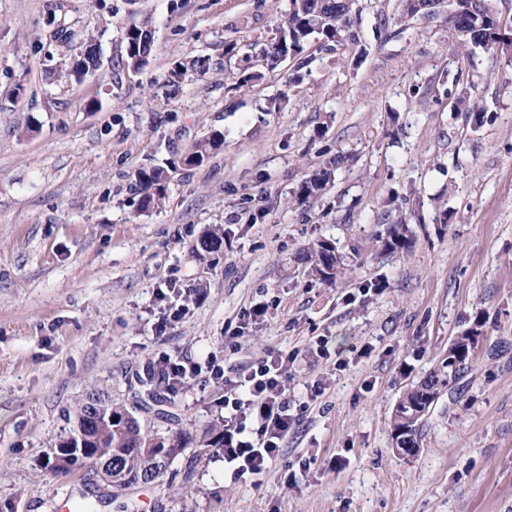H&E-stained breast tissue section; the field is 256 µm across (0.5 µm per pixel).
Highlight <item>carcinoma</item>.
I'll return each mask as SVG.
<instances>
[{
  "label": "carcinoma",
  "mask_w": 512,
  "mask_h": 512,
  "mask_svg": "<svg viewBox=\"0 0 512 512\" xmlns=\"http://www.w3.org/2000/svg\"><path fill=\"white\" fill-rule=\"evenodd\" d=\"M437 2L439 0H421L423 8L420 9L412 0H401L399 17H436ZM361 13L360 0H290L286 25L280 28L264 55L273 62L277 61L281 57L282 47L285 46L294 58L301 59L314 39L321 41L324 46L360 44L362 39L358 20ZM448 23L457 35L454 54L459 59L470 56L477 47L503 50L512 48V38L506 37L493 0H450ZM152 26V19L145 16L124 29L121 38V63L126 68L139 70L148 63L152 52ZM97 48L96 40L89 39L85 55L66 69L63 75L79 81L87 73L98 69L100 52ZM206 70V59L194 57L175 64L168 74L167 82L176 86L187 72ZM221 137V133L214 132L196 143L190 152L194 160H188L186 164L199 166L204 163L211 155L213 144ZM342 162L341 156L333 155L312 169L301 185L298 199L305 200L321 191ZM136 181L141 187L145 206H159L163 203L169 183V176L163 168L151 165L143 167L136 173ZM410 241V227L400 221L388 225L384 232L376 235V243L383 252L405 249ZM223 243L224 228L215 226L200 238L195 250L217 252L221 250ZM301 259L308 264L313 275L326 282L333 283L345 274L343 258L329 240L312 243L302 251ZM477 336L479 329L474 327L455 337L448 345L447 356L400 396L394 406L390 426L392 439L401 447H419L418 437L424 417L438 395L444 390L453 389L454 384L468 369L469 355ZM102 400L120 420L107 431L99 433L95 426L85 425V414L90 402ZM80 433L88 437L87 446L94 449V452L75 457L69 468L57 465L55 470L68 472L72 467L90 466L97 470L112 467L113 477L126 478V481L116 485V493L112 494L114 500L126 487L134 484L135 479L142 473L149 474L154 482L159 480L163 476L162 461L182 453L193 443L199 448L224 447V429L217 425L205 428L197 438L184 431L167 435L148 434L142 430L138 419L127 408L94 392L87 394L78 405L77 425L71 435Z\"/></svg>",
  "instance_id": "cac0c4a2"
}]
</instances>
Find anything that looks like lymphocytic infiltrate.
I'll return each instance as SVG.
<instances>
[{"label": "lymphocytic infiltrate", "instance_id": "f902f5d3", "mask_svg": "<svg viewBox=\"0 0 512 512\" xmlns=\"http://www.w3.org/2000/svg\"><path fill=\"white\" fill-rule=\"evenodd\" d=\"M295 354H270L224 378V460L238 475L263 476L294 430L283 381Z\"/></svg>", "mask_w": 512, "mask_h": 512}]
</instances>
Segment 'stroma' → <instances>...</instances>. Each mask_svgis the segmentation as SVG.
<instances>
[{"label": "stroma", "mask_w": 512, "mask_h": 512, "mask_svg": "<svg viewBox=\"0 0 512 512\" xmlns=\"http://www.w3.org/2000/svg\"><path fill=\"white\" fill-rule=\"evenodd\" d=\"M396 2L361 0V46L311 42L299 67L261 56L289 0H0V512H57L86 486L116 512L94 471L51 470L88 392L149 433L197 435L224 423L215 368L278 351L297 354L284 395L299 422L266 475L188 452L127 489L138 512H512V51L455 62L447 11L400 26ZM146 15L155 40L133 74L121 32ZM90 35L100 68L59 79ZM196 56L207 71L167 86ZM455 82L477 83L483 122L450 109ZM213 132L210 158L184 165ZM336 154L331 182L296 201ZM147 165L170 180L144 210ZM401 215L409 248L380 251ZM216 225L221 251L195 253ZM321 239L344 258L334 284L299 259ZM256 303L265 315L243 321ZM477 323L456 397L400 457L396 401ZM170 357L201 368L173 391Z\"/></svg>", "instance_id": "35a3bbf8"}]
</instances>
